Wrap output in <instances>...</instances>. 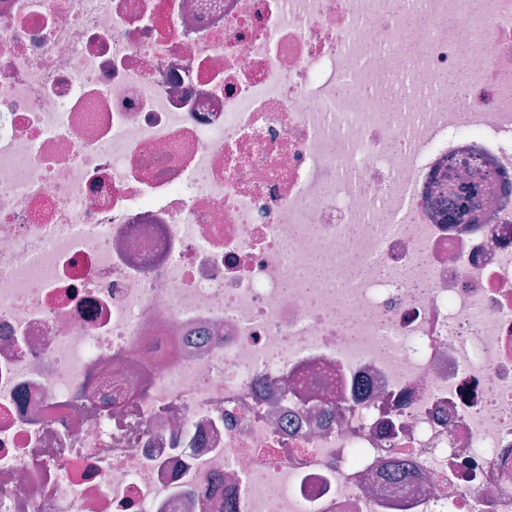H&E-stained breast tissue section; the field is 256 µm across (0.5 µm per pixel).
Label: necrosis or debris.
Masks as SVG:
<instances>
[{"mask_svg":"<svg viewBox=\"0 0 512 512\" xmlns=\"http://www.w3.org/2000/svg\"><path fill=\"white\" fill-rule=\"evenodd\" d=\"M0 512H512V0H0ZM448 197V223L466 224L471 223L470 218L480 198L474 200L479 194L480 186L476 183H462L457 190L453 191L450 185Z\"/></svg>","mask_w":512,"mask_h":512,"instance_id":"necrosis-or-debris-1","label":"necrosis or debris"}]
</instances>
